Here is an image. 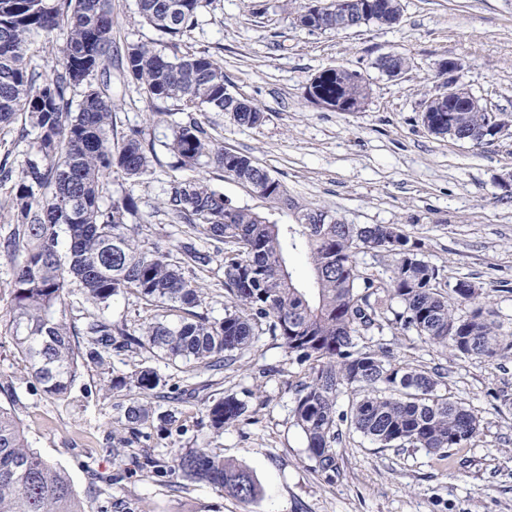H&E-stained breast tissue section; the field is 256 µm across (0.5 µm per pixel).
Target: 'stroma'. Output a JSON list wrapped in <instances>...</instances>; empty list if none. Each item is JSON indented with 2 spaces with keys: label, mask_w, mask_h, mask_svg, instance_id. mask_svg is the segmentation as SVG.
<instances>
[{
  "label": "stroma",
  "mask_w": 512,
  "mask_h": 512,
  "mask_svg": "<svg viewBox=\"0 0 512 512\" xmlns=\"http://www.w3.org/2000/svg\"><path fill=\"white\" fill-rule=\"evenodd\" d=\"M296 7L295 0H211L204 9L184 51H208L223 66L229 91L266 115L250 128L232 113L207 112L208 132L266 168L302 207L348 224L398 225L419 243L441 283L464 277L491 290L496 319L512 332V193L498 184L512 171V138L474 145L432 135L421 121L423 100L443 90L436 66L445 58L460 62L462 81L482 106L512 121V0H403L396 25L325 32L292 24ZM112 15L115 48L161 43L140 18L137 0H112ZM390 52L411 63L401 78L375 66ZM330 66L366 77L369 96L361 110L336 112L307 100L312 75ZM111 80L115 137L138 130L158 148L147 176L109 180L101 204L132 198L140 239L180 263L184 227L168 215L164 199L170 183L190 173L175 166L163 144L181 116L154 115L119 69ZM206 177L233 206L273 224L294 223L293 212L240 181L211 167ZM208 249L210 264L184 274L201 292L199 313L219 321L233 303L224 289V247ZM14 262L0 249V405L14 412L30 447L67 472L84 512H512V358L456 359L412 333H369L368 348H391L399 361L419 368L447 366L449 397L478 414L482 434L477 446L439 456L421 448L381 449L346 432L337 446L339 468L328 478L315 471L293 422L295 384L306 368L266 332L217 371L165 364L116 335L104 363L85 364L65 397L47 394L11 339ZM162 313L132 293L101 310L76 280L66 283L62 314L79 329L99 316L136 335ZM143 366L154 367L164 385L146 399L152 419L133 427L125 410L141 397L130 377ZM117 378L127 386L113 388ZM228 395L247 411L217 433L206 408ZM119 445L164 461L189 448L215 449L247 468L262 494L240 502L174 472L135 468L128 458L113 459Z\"/></svg>",
  "instance_id": "obj_1"
}]
</instances>
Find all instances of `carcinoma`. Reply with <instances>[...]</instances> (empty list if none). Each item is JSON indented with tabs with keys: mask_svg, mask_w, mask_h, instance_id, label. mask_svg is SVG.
I'll return each mask as SVG.
<instances>
[{
	"mask_svg": "<svg viewBox=\"0 0 512 512\" xmlns=\"http://www.w3.org/2000/svg\"><path fill=\"white\" fill-rule=\"evenodd\" d=\"M210 0H137L139 14L166 39L173 57L143 43H130L119 58L121 69L138 83L152 106L172 103L184 119L175 124L164 147L177 165L195 171L213 167L236 177L276 205L295 208L283 184L251 157L224 149L205 129L198 112H222L229 91L223 67L208 52L178 55L179 42L198 26ZM367 23L394 25L401 0H359ZM293 24L309 31H338L334 16L324 17L304 0ZM112 0H0V129L24 116L23 138L36 132L32 158L19 171L0 165V178L15 180L6 207L17 233L4 248L18 259L12 269V339L29 365L32 378L56 396L67 394L82 362L101 363L113 333L124 329L106 319L92 320L82 351L57 307L64 302L67 277L77 279L93 304L106 308L120 294L135 293L164 309L129 344L146 348L167 363H195L219 370L234 354L253 344L255 328L266 321L288 353L308 365L295 386V425L306 438V451L318 473L337 470L339 425L380 448H423L445 454L467 448L480 436L474 411L441 393L445 373L412 367L387 347L374 351L359 339L383 323L405 335L449 350L456 358L495 361L512 356V333L493 320L489 294L460 278L441 289L439 271L423 260L418 244L394 224L317 223L318 209L297 211L293 224H270L246 208L234 207L204 177L171 183L164 206L196 237L224 245V289L237 311L212 322L195 311L199 288L169 263L158 248L137 238V213L131 198L103 207L100 196L110 176L140 179L148 174L154 144L134 130L112 146L113 102ZM60 35V68L47 77L28 70L25 56L35 36ZM81 89L77 108L71 90ZM369 94L361 74L343 67L315 73L308 101L337 112H356ZM454 126L448 113L426 103L422 123L435 134L465 139L491 125L492 113L475 110L469 92L454 101ZM242 126L256 127L265 113L252 104L234 113ZM69 240L66 255L57 250L60 234ZM308 250L315 288L308 290L285 274L288 249ZM183 263L203 268L209 253L192 242L180 246ZM362 249L392 256L390 275L377 281L361 274L356 255ZM400 309L393 308V302ZM467 306L464 314L458 307ZM393 318H388L387 314ZM144 396L159 387L151 367L134 373ZM352 395L341 410L338 398ZM246 407L225 396L207 408L209 426L221 431L240 421ZM150 418L144 404L127 407L125 419L142 425ZM156 473L171 470L190 483L203 482L222 494L248 502L261 487L253 476L212 448H192L174 457L168 469L155 459ZM0 512H84L67 473L29 448L17 418L0 406Z\"/></svg>",
	"mask_w": 512,
	"mask_h": 512,
	"instance_id": "1",
	"label": "carcinoma"
}]
</instances>
